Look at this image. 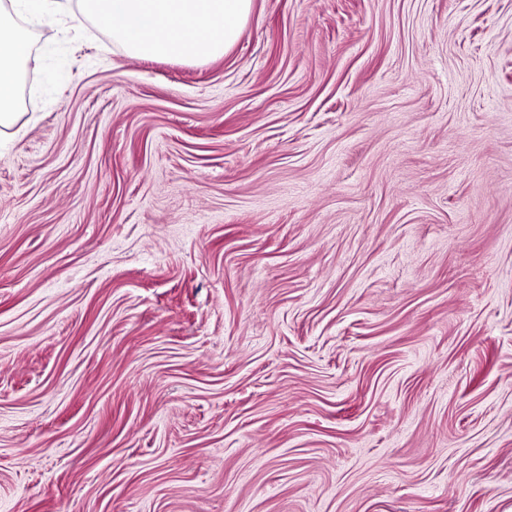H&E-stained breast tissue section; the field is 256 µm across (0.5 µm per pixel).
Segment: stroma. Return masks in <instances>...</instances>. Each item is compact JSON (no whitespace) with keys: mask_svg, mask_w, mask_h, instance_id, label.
<instances>
[{"mask_svg":"<svg viewBox=\"0 0 512 512\" xmlns=\"http://www.w3.org/2000/svg\"><path fill=\"white\" fill-rule=\"evenodd\" d=\"M30 30L0 512H512V0Z\"/></svg>","mask_w":512,"mask_h":512,"instance_id":"stroma-1","label":"stroma"}]
</instances>
